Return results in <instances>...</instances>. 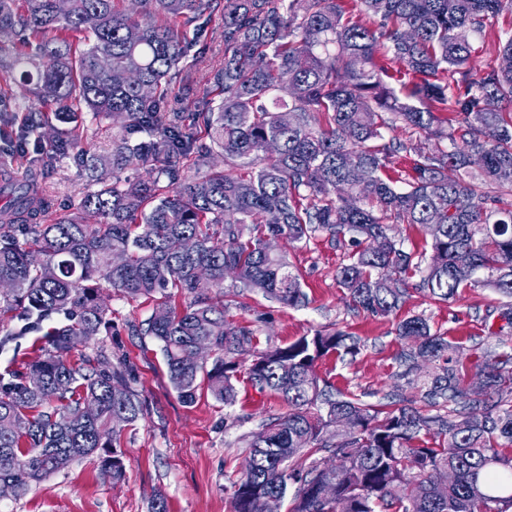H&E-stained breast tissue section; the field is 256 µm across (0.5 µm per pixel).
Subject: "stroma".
I'll use <instances>...</instances> for the list:
<instances>
[{"label": "stroma", "instance_id": "1", "mask_svg": "<svg viewBox=\"0 0 512 512\" xmlns=\"http://www.w3.org/2000/svg\"><path fill=\"white\" fill-rule=\"evenodd\" d=\"M512 34V12L503 11L483 35H471L480 67L498 63V40ZM192 47L182 63L183 82L176 87L167 110L180 116L200 111L213 98L212 74L224 60V12L215 9L200 16L188 29ZM54 215L65 216L97 184L76 154L61 158L43 180ZM302 281L308 304L292 308L247 294L240 306L228 308L229 321L258 329V349L283 346L317 330H341L357 337L356 357L331 353L319 360L316 374L335 388L372 400L389 395L396 383V359L409 340L398 336V323L421 315L432 330L448 337L459 350L456 358L465 377L479 365L497 363L512 353V325L495 310L499 294L482 286L465 288L455 300L432 299L419 289L418 278L408 280L404 304L386 316L357 308L336 281V270L348 259V243H334L320 235L307 246L290 247L277 240ZM102 295L111 311L107 332L84 340L72 359L105 352L109 361L125 363L128 384L137 394L143 414L132 425L120 427L115 447L124 455L126 475L113 482L99 457L73 463L34 486L21 498H0V512H149L155 494H163L169 512H230V486L247 454L244 435L258 431L269 416L282 412L281 400L254 390L246 370L252 353L240 356L235 388L237 401L225 408L207 389H199L195 403H183L172 388L159 342L151 336H134L131 322L147 320L152 300H132L110 287ZM54 326L46 321L36 331L0 348V380L25 375L29 364L43 356L47 334Z\"/></svg>", "mask_w": 512, "mask_h": 512}]
</instances>
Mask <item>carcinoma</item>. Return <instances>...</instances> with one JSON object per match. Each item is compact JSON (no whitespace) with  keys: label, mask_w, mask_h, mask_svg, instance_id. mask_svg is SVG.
<instances>
[{"label":"carcinoma","mask_w":512,"mask_h":512,"mask_svg":"<svg viewBox=\"0 0 512 512\" xmlns=\"http://www.w3.org/2000/svg\"><path fill=\"white\" fill-rule=\"evenodd\" d=\"M125 2L0 0V33L21 36L12 62L0 64V96L11 95L18 71L40 101L16 108L25 116L12 130L20 146L36 136L30 165L46 173L77 148L84 113L116 121L112 157L93 160L99 188L63 217L52 216L43 191L11 177L15 153L0 148L9 189L0 298L17 320L10 338L55 316L67 321L24 380L0 382V483L13 484L17 498L109 447L111 429L142 415L122 367L108 369L98 355L70 360L74 337L110 324L98 278L131 299L161 295L147 327L131 333L162 344L186 404L203 373L211 395L233 405L236 356L257 340L225 318L239 294L213 304L200 273L221 288L230 267L247 291L293 308L308 302L288 256L266 250L269 236L294 247L320 234L349 239L355 250L336 281L373 314L399 308L417 273L439 301L476 284L494 289L506 298L499 317L512 324V210L489 195L492 186L512 189V36L499 45V63L479 69L465 35L512 11V0H134V10ZM220 4L218 101L187 125L165 112L167 94L187 28ZM387 59L408 75L399 95L386 81ZM58 122L71 131L60 133ZM200 122L222 170L213 154L194 152L189 126ZM399 123L413 136L385 138L382 129ZM398 154L409 166L394 178L386 168ZM184 160L208 171L178 188ZM135 162L149 165V176L121 177ZM397 224L425 228L428 258L414 260ZM21 231L31 240L20 242ZM115 252L124 256L118 267ZM171 288L192 295L185 308L172 306ZM396 332L416 346L400 353L401 384L387 401L320 383L319 359L360 351L342 331L256 354L251 386L286 411L248 440L231 512H262L267 494L290 498L288 512H512V355L466 381L456 347L426 318L409 317ZM201 339L214 356L208 371L196 354ZM338 416L352 422L342 438L332 431ZM101 463L113 481L124 478L117 451ZM328 480L336 497L324 502L318 486Z\"/></svg>","instance_id":"carcinoma-1"}]
</instances>
